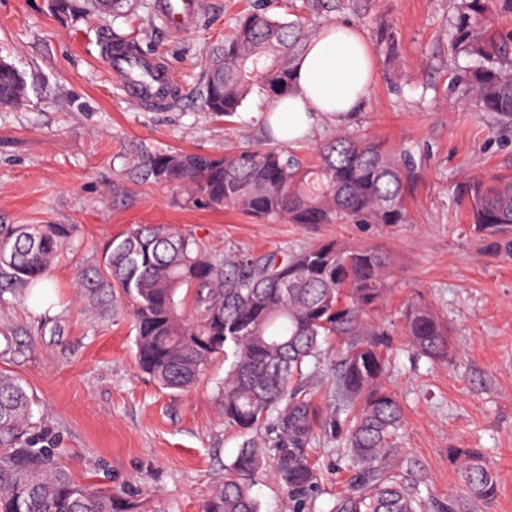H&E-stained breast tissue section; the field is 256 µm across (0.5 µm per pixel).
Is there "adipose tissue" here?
I'll return each mask as SVG.
<instances>
[{
  "label": "adipose tissue",
  "mask_w": 512,
  "mask_h": 512,
  "mask_svg": "<svg viewBox=\"0 0 512 512\" xmlns=\"http://www.w3.org/2000/svg\"><path fill=\"white\" fill-rule=\"evenodd\" d=\"M373 48L364 33L346 22L321 26L293 66V88L264 119L272 137L295 143L312 136L322 121L359 112L374 79Z\"/></svg>",
  "instance_id": "ef3b65f1"
}]
</instances>
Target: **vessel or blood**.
Segmentation results:
<instances>
[{
	"label": "vessel or blood",
	"mask_w": 512,
	"mask_h": 512,
	"mask_svg": "<svg viewBox=\"0 0 512 512\" xmlns=\"http://www.w3.org/2000/svg\"><path fill=\"white\" fill-rule=\"evenodd\" d=\"M158 8L177 25L191 26L198 13V0H159ZM111 70L123 80V89L132 101L149 107L166 106L171 101L173 78L169 70L154 58L134 56L123 46L112 49Z\"/></svg>",
	"instance_id": "vessel-or-blood-1"
}]
</instances>
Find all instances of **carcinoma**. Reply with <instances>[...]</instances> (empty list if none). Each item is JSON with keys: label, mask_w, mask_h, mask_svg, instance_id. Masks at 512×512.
I'll list each match as a JSON object with an SVG mask.
<instances>
[{"label": "carcinoma", "mask_w": 512, "mask_h": 512, "mask_svg": "<svg viewBox=\"0 0 512 512\" xmlns=\"http://www.w3.org/2000/svg\"><path fill=\"white\" fill-rule=\"evenodd\" d=\"M122 0H52L55 13L118 9ZM448 53L474 65L452 81L457 97L476 112L512 125V29L498 16L512 0H453ZM366 15L369 0H304L307 12L328 18L339 8ZM311 31L301 20H280L255 5L205 65L203 104L234 116L257 92L274 101L292 88V68ZM0 91L20 103L25 84L12 64L0 62ZM421 162L409 149L338 135L306 165L265 144L236 153L156 152L140 163L141 176L177 184L195 207L238 210L256 220L277 216L289 224H405L408 199ZM472 230L491 253L512 258V175L470 177L458 183ZM72 228L66 224L0 227V268L26 288L50 269ZM113 286L132 300L134 355L160 387L186 390L216 358H224L219 395L224 423L244 432L274 414L288 438L271 458L248 442L209 491L202 512H260L252 477L268 465L293 502L311 508L319 476L306 446L313 410L299 397L303 366L339 343L336 400L352 410L343 438L354 474L329 512H459L450 500L430 503L413 460L393 463L402 408L385 384L389 359L385 332L371 319L391 288L390 261L365 245L321 241L289 255L207 254L192 237L163 224H136L105 253ZM405 336L425 357L448 356L449 338L437 314L421 303L403 314ZM34 401L23 382L0 373V512H140L134 498H116L80 484L56 462L34 420ZM469 495L493 501L496 476L471 448H450Z\"/></svg>", "instance_id": "obj_1"}]
</instances>
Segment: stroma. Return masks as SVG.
Segmentation results:
<instances>
[{
	"instance_id": "stroma-1",
	"label": "stroma",
	"mask_w": 512,
	"mask_h": 512,
	"mask_svg": "<svg viewBox=\"0 0 512 512\" xmlns=\"http://www.w3.org/2000/svg\"><path fill=\"white\" fill-rule=\"evenodd\" d=\"M158 0H126L118 12L56 15L50 0H0V59L24 78L26 97L0 107V225L68 224L72 235L49 270V304L0 276V370L25 384L34 418L78 482L138 494L144 512H201L210 487L244 439L272 449L277 421L243 437L224 423L215 360L186 391L160 388L135 361L133 307L104 256L134 224H169L210 255L285 254L323 240L364 244L388 254L392 288L375 319L390 334L388 385L404 410L398 446L415 460L423 496L456 500L460 512H512V259L486 250L456 186L468 175L512 172V131L492 115L463 109L449 87L469 67L451 60V0H372L366 16L341 10L337 21L375 40L388 26L398 56L375 55V79L360 112L323 122L294 143L303 161L337 133L414 148L423 170L410 221L301 227L257 222L234 210L196 209L183 189L142 180L139 163L158 151L231 153L267 142L261 118L270 103L251 95L226 119L202 103L204 63L253 0H201L191 29L177 30ZM120 38L163 59L173 76L169 105L143 108L126 98L103 47ZM422 301L450 330L445 359L419 356L403 334L401 312ZM336 344L308 363L303 393L318 419L341 413L334 393ZM475 448L496 473L491 504L469 497L448 460ZM311 460L320 492L311 512H329L351 462L339 439L319 435Z\"/></svg>"
}]
</instances>
